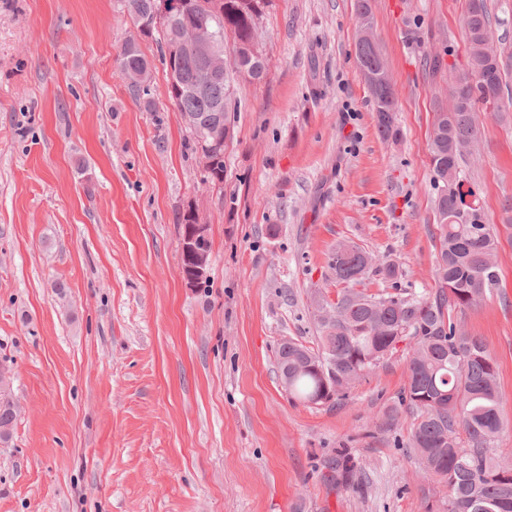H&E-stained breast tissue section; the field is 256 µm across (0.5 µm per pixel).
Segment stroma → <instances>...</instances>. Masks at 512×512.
I'll return each mask as SVG.
<instances>
[{
    "mask_svg": "<svg viewBox=\"0 0 512 512\" xmlns=\"http://www.w3.org/2000/svg\"><path fill=\"white\" fill-rule=\"evenodd\" d=\"M466 8L372 0L398 90L392 143L356 59L354 0H268L267 74L234 84L216 192L155 42H140L153 111L117 69L136 32L123 0H0V366L17 405L0 441V512H440L448 489L409 448L410 413L387 420L406 347L318 406L288 398L276 352L286 339L315 346L339 240L397 262L396 287L434 291L430 134L468 64ZM502 103L478 110L479 151L462 166L497 234L499 285L454 318L496 363L493 448L512 464V98ZM190 204L213 240L200 284L181 273Z\"/></svg>",
    "mask_w": 512,
    "mask_h": 512,
    "instance_id": "stroma-1",
    "label": "stroma"
}]
</instances>
